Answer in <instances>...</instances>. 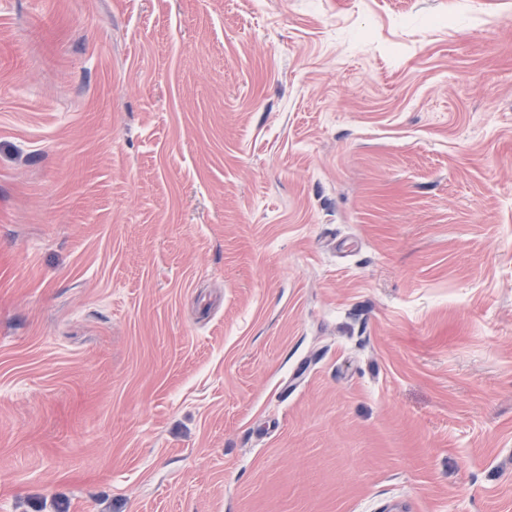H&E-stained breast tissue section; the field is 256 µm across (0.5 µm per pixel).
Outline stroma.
<instances>
[{"mask_svg": "<svg viewBox=\"0 0 512 512\" xmlns=\"http://www.w3.org/2000/svg\"><path fill=\"white\" fill-rule=\"evenodd\" d=\"M0 512H512V0H0Z\"/></svg>", "mask_w": 512, "mask_h": 512, "instance_id": "obj_1", "label": "stroma"}]
</instances>
